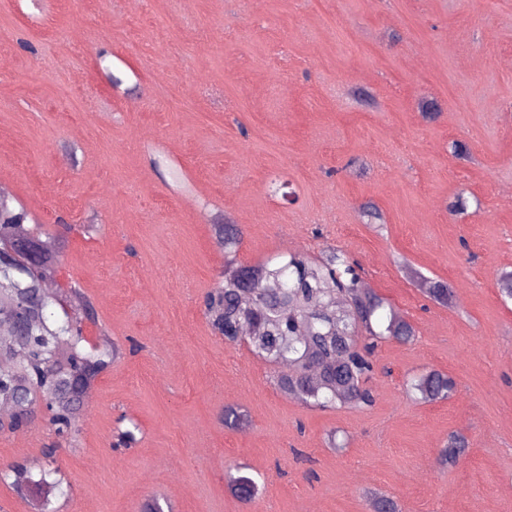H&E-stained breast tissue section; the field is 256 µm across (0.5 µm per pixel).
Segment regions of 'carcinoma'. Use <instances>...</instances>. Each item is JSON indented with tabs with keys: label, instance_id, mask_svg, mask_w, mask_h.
<instances>
[{
	"label": "carcinoma",
	"instance_id": "obj_1",
	"mask_svg": "<svg viewBox=\"0 0 512 512\" xmlns=\"http://www.w3.org/2000/svg\"><path fill=\"white\" fill-rule=\"evenodd\" d=\"M28 220L24 207L0 196V400L11 405L10 414L0 417V431L24 430L46 417L55 436L68 439L77 432L84 394L121 348L103 336L98 349L86 352L82 319L56 317L63 297L46 283L57 275L65 237L53 236L56 245L42 250L39 269H25L17 247L31 236ZM214 229L224 247V272L201 303L214 335L228 345L248 344L256 357L278 368L275 384L286 396L320 408L372 405L374 392L367 386L372 356L386 339L410 342L412 324L386 306L366 286L358 264L334 247L318 260L292 253L276 266L246 265L236 258L239 225ZM415 279L432 301L451 303L448 284L420 275ZM407 390L431 403L453 396L456 381L429 370L408 381ZM467 453V441L452 436L438 450L437 462L448 469ZM8 475L19 492L47 493L56 487L50 474L35 481L18 462L8 466ZM227 486L245 504L258 493L256 481L239 468ZM370 506L372 512H398L397 502L386 495H370Z\"/></svg>",
	"mask_w": 512,
	"mask_h": 512
}]
</instances>
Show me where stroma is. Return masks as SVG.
Segmentation results:
<instances>
[{
    "label": "stroma",
    "mask_w": 512,
    "mask_h": 512,
    "mask_svg": "<svg viewBox=\"0 0 512 512\" xmlns=\"http://www.w3.org/2000/svg\"><path fill=\"white\" fill-rule=\"evenodd\" d=\"M1 187L34 231L67 221L54 285L91 299L87 342L123 355L55 458L47 421L0 432V474L62 480L45 504L0 478V512H369V491L512 512V0H0ZM228 220L239 261L336 247L412 323L375 352L373 406H306L212 334L200 300ZM429 369L452 398L407 395ZM228 406L248 425L226 428ZM132 421L137 444L116 446ZM456 433L469 453L441 469ZM235 465L260 484L250 504ZM413 277L421 286L426 287L422 288V290L432 301L443 306H448V304L451 303L453 291L451 288H448V284L440 281H430L417 274ZM227 486L230 493L245 504H249L258 493L256 481L249 474H242L240 468H236V474L230 473Z\"/></svg>",
    "instance_id": "obj_1"
}]
</instances>
